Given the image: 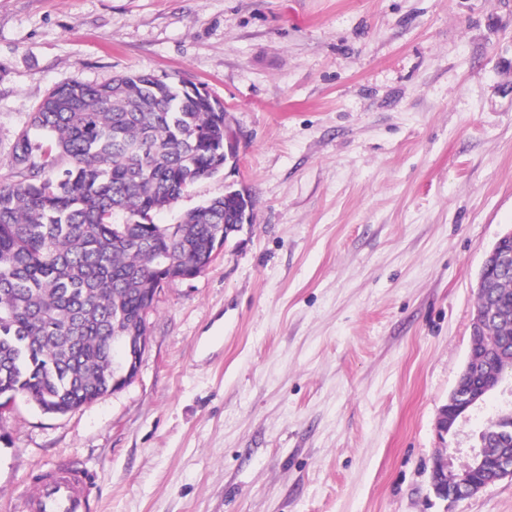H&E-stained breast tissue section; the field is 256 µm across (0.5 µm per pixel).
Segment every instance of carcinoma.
Listing matches in <instances>:
<instances>
[{
  "label": "carcinoma",
  "instance_id": "carcinoma-1",
  "mask_svg": "<svg viewBox=\"0 0 512 512\" xmlns=\"http://www.w3.org/2000/svg\"><path fill=\"white\" fill-rule=\"evenodd\" d=\"M0 175V397L68 413L112 390V337L141 336L159 260L190 269L254 200L212 198L154 224L224 168V104L148 73L51 88ZM485 309L512 310V276ZM478 368L512 364V322L475 329Z\"/></svg>",
  "mask_w": 512,
  "mask_h": 512
}]
</instances>
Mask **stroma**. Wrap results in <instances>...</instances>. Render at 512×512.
I'll return each instance as SVG.
<instances>
[{"mask_svg": "<svg viewBox=\"0 0 512 512\" xmlns=\"http://www.w3.org/2000/svg\"><path fill=\"white\" fill-rule=\"evenodd\" d=\"M146 71L202 84L252 223L165 285L135 381L65 414L0 410V512L81 469L90 512H512L453 464L512 393L439 438L478 271L512 228V0H0V161L48 90Z\"/></svg>", "mask_w": 512, "mask_h": 512, "instance_id": "obj_1", "label": "stroma"}]
</instances>
